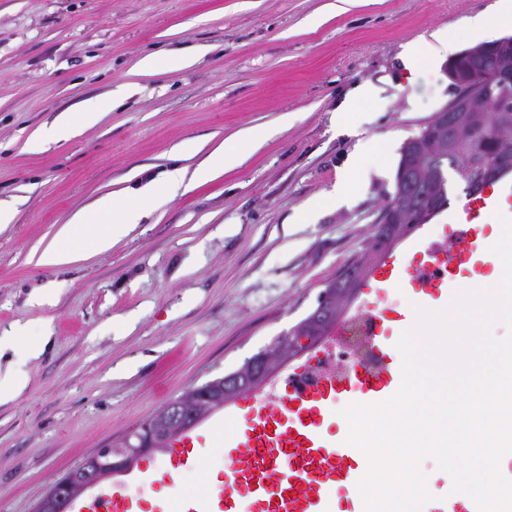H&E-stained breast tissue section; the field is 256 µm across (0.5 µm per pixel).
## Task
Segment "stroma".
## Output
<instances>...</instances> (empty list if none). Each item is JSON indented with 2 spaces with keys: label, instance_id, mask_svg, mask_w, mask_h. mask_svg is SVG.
<instances>
[{
  "label": "stroma",
  "instance_id": "stroma-1",
  "mask_svg": "<svg viewBox=\"0 0 512 512\" xmlns=\"http://www.w3.org/2000/svg\"><path fill=\"white\" fill-rule=\"evenodd\" d=\"M494 0H0V336L50 331L22 361L26 389L0 404V512H33L84 457L168 402L239 369L317 306L365 250L395 192L401 148L456 94L447 63L408 69L407 47ZM156 54L168 64L145 73ZM380 91L370 121L336 128L354 86ZM114 107L33 152L31 135L91 100ZM259 144L218 179L160 200L108 251L35 265L72 214L125 196L173 163L195 167L235 135ZM389 145L361 158L364 144ZM362 164L354 179L350 166ZM428 242L453 236L469 196L448 174ZM347 182L313 223L307 202ZM175 489L142 485L144 512L216 490L231 419Z\"/></svg>",
  "mask_w": 512,
  "mask_h": 512
}]
</instances>
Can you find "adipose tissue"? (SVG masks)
I'll use <instances>...</instances> for the list:
<instances>
[{
    "label": "adipose tissue",
    "instance_id": "ef3b65f1",
    "mask_svg": "<svg viewBox=\"0 0 512 512\" xmlns=\"http://www.w3.org/2000/svg\"><path fill=\"white\" fill-rule=\"evenodd\" d=\"M255 145L246 136L226 141L195 168L172 166L153 185L128 194L122 199L99 198L93 207L78 211L60 229L54 245L45 249L39 261L50 266H66L98 252H103L135 230L138 224L163 198H173L191 187L216 179L224 171L238 166Z\"/></svg>",
    "mask_w": 512,
    "mask_h": 512
}]
</instances>
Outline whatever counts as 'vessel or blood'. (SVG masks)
Instances as JSON below:
<instances>
[{"label":"vessel or blood","mask_w":512,"mask_h":512,"mask_svg":"<svg viewBox=\"0 0 512 512\" xmlns=\"http://www.w3.org/2000/svg\"><path fill=\"white\" fill-rule=\"evenodd\" d=\"M511 204L512 190L498 181L488 183L479 197L469 198L463 206L451 244L431 243L428 253L435 262L447 263V276L476 265L489 252L479 224L481 214ZM403 263L401 256H389L364 289L378 305L369 338L377 368L364 367L345 379L328 378L307 385L291 377L267 396L242 394L235 407L242 427L224 450L230 464L224 471L223 489L180 494V512H330L339 488L346 491L349 501L359 500L357 483L369 465L360 460L356 446L329 438L324 429L334 402L375 404L400 386L401 370L391 356L390 319L379 302L389 289L406 284L400 277ZM447 276L428 280L416 276L406 285L414 301L421 303L432 289L445 284ZM206 441V430L197 427L181 437L176 467H157L154 482L175 485L178 468L196 463ZM139 506L138 495L124 489L83 502L77 512H138ZM428 512H477V507L467 495L446 493L429 502Z\"/></svg>","instance_id":"1"}]
</instances>
